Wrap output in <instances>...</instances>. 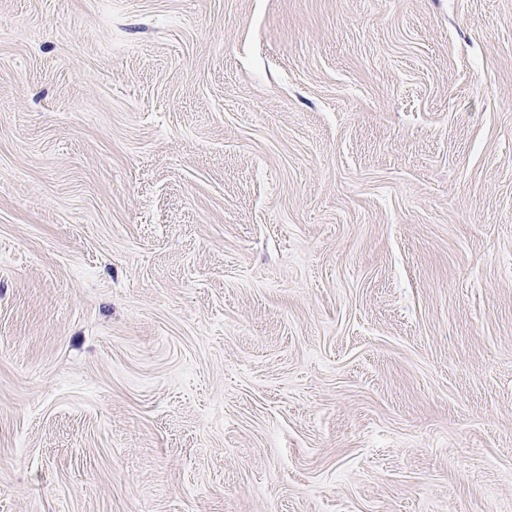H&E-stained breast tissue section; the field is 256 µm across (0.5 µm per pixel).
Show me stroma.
I'll return each instance as SVG.
<instances>
[{
    "label": "stroma",
    "mask_w": 512,
    "mask_h": 512,
    "mask_svg": "<svg viewBox=\"0 0 512 512\" xmlns=\"http://www.w3.org/2000/svg\"><path fill=\"white\" fill-rule=\"evenodd\" d=\"M0 512H512V0H0Z\"/></svg>",
    "instance_id": "obj_1"
}]
</instances>
